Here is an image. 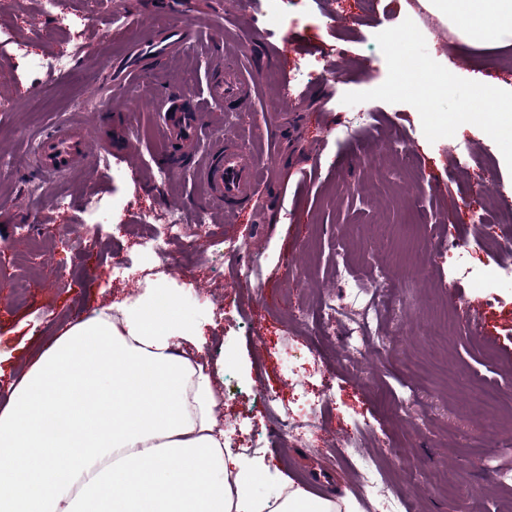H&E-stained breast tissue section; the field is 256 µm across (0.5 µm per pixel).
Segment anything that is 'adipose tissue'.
Returning a JSON list of instances; mask_svg holds the SVG:
<instances>
[{
	"label": "adipose tissue",
	"instance_id": "adipose-tissue-1",
	"mask_svg": "<svg viewBox=\"0 0 512 512\" xmlns=\"http://www.w3.org/2000/svg\"><path fill=\"white\" fill-rule=\"evenodd\" d=\"M458 51L512 43V0H423ZM195 328L146 294L55 336L0 410V512H354L224 448L212 380L180 341Z\"/></svg>",
	"mask_w": 512,
	"mask_h": 512
}]
</instances>
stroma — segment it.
<instances>
[{"mask_svg":"<svg viewBox=\"0 0 512 512\" xmlns=\"http://www.w3.org/2000/svg\"><path fill=\"white\" fill-rule=\"evenodd\" d=\"M44 2L0 4V407L62 327L157 285L203 331L194 359L212 378L218 419L236 422L240 440L258 445L253 457L267 474L253 495L275 498L285 475L324 497H353L368 512L357 478L368 467L395 492L413 489L417 512H448L451 471L473 512H512V480L493 474L512 469V415L483 417L460 403L448 372L461 366L512 401V280L496 278L512 254L490 244L512 235V208L491 202L483 175L491 170L494 183L512 189V141L471 109L479 83L512 86V46L459 53L454 35H432V14L410 10L407 0H379L370 13L355 0H282L272 25L238 0H190L173 21L193 28L192 43L163 68L116 85L108 69L160 23L156 0H59L55 14ZM116 13L125 27L114 28ZM259 25L283 40L277 67L265 64ZM63 52L73 56L69 72L30 65ZM227 58L254 80L248 108H218L208 95ZM425 66L448 76L430 102L413 85ZM169 97L200 113L201 151L220 130L249 145L266 123L283 127L261 157L258 205L272 211L273 225L254 226L249 210L229 224L221 210L199 208L204 191L192 162L159 182ZM135 101L151 135L133 138V157L112 155L103 170L95 141L87 164L52 180L36 174L32 147L42 131L68 123L108 135L113 113L130 112ZM89 192L110 223L85 211ZM175 208L205 218L210 232L168 243L182 267L170 275L140 252L138 215L151 212L159 227ZM30 223L37 233L17 234ZM452 238L466 246L473 285L451 272ZM226 240L242 244L239 258H258L250 283L235 282L236 260L221 256ZM116 257L130 264L120 279L112 276ZM406 264L418 276L401 284ZM342 265L368 289L386 282L397 296L394 307L378 304L373 333L354 355L347 344L359 304L336 278ZM467 299L479 302L478 317L468 316ZM323 301L339 315L318 317ZM431 309L453 314V336L428 341ZM292 370L309 393L330 388L311 445L257 403L263 391L296 401ZM342 435L352 447L337 448Z\"/></svg>","mask_w":512,"mask_h":512,"instance_id":"35a3bbf8","label":"stroma"}]
</instances>
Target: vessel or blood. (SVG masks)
<instances>
[{
    "label": "vessel or blood",
    "instance_id": "obj_1",
    "mask_svg": "<svg viewBox=\"0 0 512 512\" xmlns=\"http://www.w3.org/2000/svg\"><path fill=\"white\" fill-rule=\"evenodd\" d=\"M192 38L183 26L164 24L154 27L148 37L130 43L124 56L112 63V81L121 83L142 71L144 65L165 61ZM252 96V84L236 64H226L213 79L210 97L228 105L242 106ZM164 133L168 151L163 159L174 167L194 155L197 117L189 110L169 105L164 113ZM89 139L81 129L61 124L48 130L35 143V168L40 176L54 178L80 165L88 155ZM259 165L250 149L233 137L212 141L207 159L199 168L207 205L223 209L226 219L252 207L259 184Z\"/></svg>",
    "mask_w": 512,
    "mask_h": 512
}]
</instances>
